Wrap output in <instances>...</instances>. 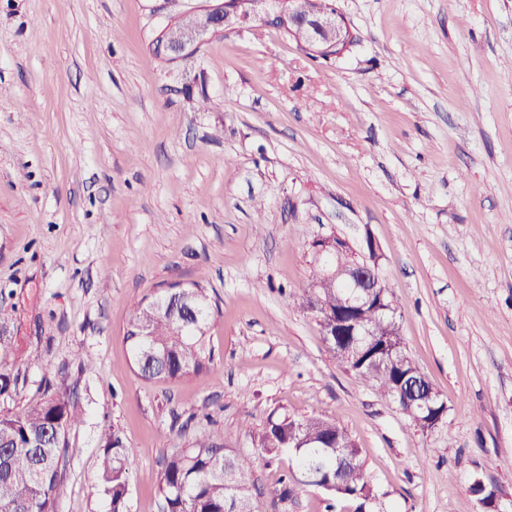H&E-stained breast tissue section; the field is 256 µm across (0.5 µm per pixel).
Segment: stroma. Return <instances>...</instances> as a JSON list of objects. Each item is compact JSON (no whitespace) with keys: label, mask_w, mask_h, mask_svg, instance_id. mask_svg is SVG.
Listing matches in <instances>:
<instances>
[{"label":"stroma","mask_w":512,"mask_h":512,"mask_svg":"<svg viewBox=\"0 0 512 512\" xmlns=\"http://www.w3.org/2000/svg\"><path fill=\"white\" fill-rule=\"evenodd\" d=\"M204 4L0 0V410L69 386L57 512H109L111 432L127 512H161L164 456L204 432L255 457L267 512L296 470L253 445L273 413L348 432L366 512H483L477 478L512 512V0H336L355 37L337 58L260 20L155 58ZM333 235L377 243L403 348L448 406L436 428L341 370L295 306ZM175 281L206 290L212 364L150 382L129 307ZM128 459V448H123L120 438L112 432L102 448L101 461L102 480L110 498L111 512H126Z\"/></svg>","instance_id":"obj_1"}]
</instances>
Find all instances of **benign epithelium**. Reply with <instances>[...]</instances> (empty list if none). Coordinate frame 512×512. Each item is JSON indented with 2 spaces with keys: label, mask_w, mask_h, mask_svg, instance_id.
I'll return each instance as SVG.
<instances>
[{
  "label": "benign epithelium",
  "mask_w": 512,
  "mask_h": 512,
  "mask_svg": "<svg viewBox=\"0 0 512 512\" xmlns=\"http://www.w3.org/2000/svg\"><path fill=\"white\" fill-rule=\"evenodd\" d=\"M273 8L272 22L283 27L288 34L305 40L304 47L312 55L322 58L338 57L350 46L351 31L338 12L325 10L306 21L297 16L293 0H208L202 8L184 15L173 28L166 29L158 36V50L172 62L188 59V54L200 48L208 39L227 31L240 29L260 19V12ZM317 255L325 252H340L346 249V242L335 236L324 237L314 243ZM368 255L354 261L340 273L341 282L354 289V307L364 308L372 303L386 312L393 309L390 296L377 260V245L366 240ZM307 311L321 327L325 343L334 345L333 336L365 335L368 329L366 315L347 323L341 313H320L311 307Z\"/></svg>",
  "instance_id": "1"
}]
</instances>
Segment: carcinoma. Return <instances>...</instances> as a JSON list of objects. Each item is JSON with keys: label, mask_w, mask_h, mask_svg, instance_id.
<instances>
[{"label": "carcinoma", "mask_w": 512, "mask_h": 512, "mask_svg": "<svg viewBox=\"0 0 512 512\" xmlns=\"http://www.w3.org/2000/svg\"><path fill=\"white\" fill-rule=\"evenodd\" d=\"M200 299L190 309L173 304L169 293L144 298L130 308L126 341L132 360L143 379L173 381L198 374L208 367L205 337L212 316L206 291L196 289ZM348 289L336 287V280L321 277L302 291L298 307L316 305L328 311H353L345 307ZM368 336L349 337L357 342L351 356L331 350L336 362L354 373L364 384L397 404L414 423L427 414L446 410L438 392L433 407L422 408L411 392L398 395L411 379L401 370L397 356L385 354L383 345L400 342L399 325L394 318H369ZM10 340L0 336V394L12 382L8 371ZM79 417L69 395L56 392L43 402L16 413H0V512H55V502L64 470L66 430L77 425ZM318 439L322 448H297L299 442ZM253 443L273 457L294 448L299 469L313 468L329 485L327 493L351 499L364 506L372 498L360 450L347 431L315 416L295 418L284 414L269 418L252 435ZM128 449L114 434L102 448L101 471L111 512H126ZM255 459L229 454L215 434H205L190 448L164 457L159 475L158 494L163 512H258L252 496ZM299 479L292 475L280 480L272 494L269 512H282Z\"/></svg>", "instance_id": "1"}]
</instances>
